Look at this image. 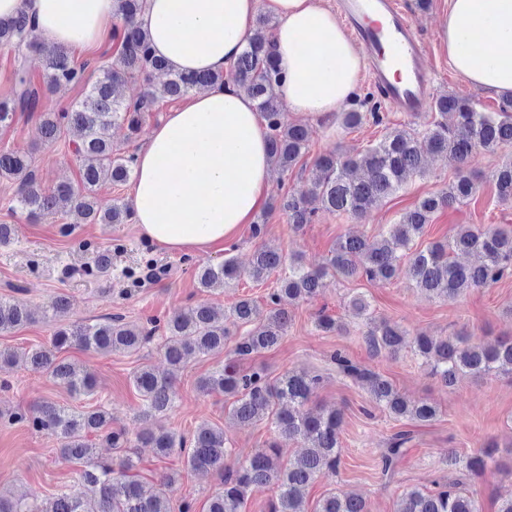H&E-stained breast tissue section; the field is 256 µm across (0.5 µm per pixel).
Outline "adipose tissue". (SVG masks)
<instances>
[{"label": "adipose tissue", "instance_id": "adipose-tissue-1", "mask_svg": "<svg viewBox=\"0 0 512 512\" xmlns=\"http://www.w3.org/2000/svg\"><path fill=\"white\" fill-rule=\"evenodd\" d=\"M50 46L86 48L112 33L113 0H0L19 8ZM279 24L275 88L287 111L325 117L351 100L363 54L319 0H266ZM256 0H146L138 17L156 56L178 72H214L241 53ZM440 37L453 69L477 87L512 96V0H450ZM270 178L266 125L235 81L168 113L134 162L133 219L167 251L208 248L261 208Z\"/></svg>", "mask_w": 512, "mask_h": 512}]
</instances>
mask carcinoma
<instances>
[{
    "mask_svg": "<svg viewBox=\"0 0 512 512\" xmlns=\"http://www.w3.org/2000/svg\"><path fill=\"white\" fill-rule=\"evenodd\" d=\"M115 15L122 25L115 28L119 44L115 62L95 66L96 80L88 82L90 63H74L64 46L47 47L38 38L35 22L24 9L12 18L0 20V45L14 50L15 85L12 97L0 101V129L12 126L17 116L35 112L41 105L43 91L63 85H85L87 91L71 108L61 112L40 113L39 131L46 142H54L66 131L77 134L75 152L84 160L80 173L82 190L61 183L50 190L36 182L33 156L29 153L0 149V178L18 181V206L36 220L47 213H72L83 224H125L132 209L125 203L114 204L100 213L92 192L103 183L122 184L131 178L133 157L112 151L109 131L125 124L136 131L143 114L155 110L162 98L171 100L190 93L224 84L228 77L256 102L268 129L269 158L272 170H292L309 148L311 131L302 124L285 121L274 87L281 75L273 59L274 26L266 16L256 19L246 46L230 72L179 73L152 54L148 35L136 25L145 0H115ZM40 53L45 58L43 73L35 77L25 67L28 54ZM155 72L167 76L158 88L149 89L135 101L121 95L120 88L128 78L150 79ZM438 118L423 135L411 128L392 127L378 143L355 157L336 153L320 155L316 160L318 175L306 187L290 192L279 208L288 215L295 230L313 222L317 201L325 212L365 217L397 193L412 176L426 172L425 155L449 154L460 168L448 188L424 197L373 240L343 237L336 241L330 256L317 268H310L296 256L289 261L288 275L279 279L278 287L269 295V308H262L251 298H241L227 311L198 302L176 309L160 322L147 328L112 316L102 322L64 324L55 332L51 347H38L27 353L32 368L46 372L58 385L75 396H90L97 383L92 374L78 369L58 356L66 346L103 353H135L154 335H160L161 350L174 370L190 358L224 351L232 343L236 361L220 365L199 381L206 393L220 392L234 398L229 416L240 423H263L275 433L277 440L245 461L231 466V456L224 429L208 422L201 423L191 439L158 428L152 420L175 407L176 395L172 377L142 366L130 381L142 397L137 420L140 422L136 442L156 449L167 458L175 453L185 455L186 466L195 470L224 471V489L209 500L207 512H242L248 491L253 487L273 485L276 500L271 512H305L306 488L315 479L336 472L341 464L340 434L344 417L339 410L312 412L309 404L322 384V377L290 371L273 380L263 367L248 371L238 363L280 344L288 331L291 315L288 306L322 295L338 280L366 279L388 283L405 276L428 297L455 300L475 288L488 287L512 277V231L489 225H462L449 240L436 241L411 252L431 215L440 208L451 207L472 196L478 177L466 170L468 158L477 150H503L512 146V103L498 112H479L468 99L444 95L434 102ZM336 117L346 128L361 125L369 117L382 122L377 112L357 110L339 112ZM498 196L512 200V158L504 161L492 174ZM475 253L479 261L461 264L454 254ZM283 264L282 256L260 247L254 251L249 268L241 271L233 258L222 262H204L198 266V287H225L246 275L256 283L266 281ZM348 307L364 322L363 341L371 357L395 356L412 345L430 373L444 386H452L462 375L484 377L497 373L512 376V336H498L492 341H474L460 332L452 336L416 335L399 324L373 316L371 305L362 293L350 297ZM35 322L34 313L22 302L0 299V333L15 331ZM336 368L344 376L361 384L371 402L396 420L429 422L437 408L425 401H413L402 394L387 378L367 367L353 363L341 353L333 356ZM28 422L34 428L61 441L59 452L79 471L84 490L62 491L49 503L29 501L22 495L0 490V512H172L169 491L175 476L164 475L159 487L147 494L137 479L138 462L122 454L130 443L129 431L112 426V416L104 409L88 411L47 402L31 414L12 413L6 423ZM100 436L109 447L120 453L116 458L100 459L93 452L89 436ZM413 435L407 430L395 432L389 446L382 450L384 473L394 470L406 452ZM297 441L305 451L280 463V442ZM492 459V451L480 449L463 458L448 450L446 464L462 466L469 476L483 477ZM316 512H368L366 502L357 496H324ZM396 512H478L472 492L463 483L435 484L433 490L414 488L406 491Z\"/></svg>",
    "mask_w": 512,
    "mask_h": 512,
    "instance_id": "cac0c4a2",
    "label": "carcinoma"
}]
</instances>
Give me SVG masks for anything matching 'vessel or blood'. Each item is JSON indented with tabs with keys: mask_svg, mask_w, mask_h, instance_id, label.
Listing matches in <instances>:
<instances>
[{
	"mask_svg": "<svg viewBox=\"0 0 512 512\" xmlns=\"http://www.w3.org/2000/svg\"><path fill=\"white\" fill-rule=\"evenodd\" d=\"M338 6L383 99L394 111L420 117L433 96L434 79L425 45L399 0H338Z\"/></svg>",
	"mask_w": 512,
	"mask_h": 512,
	"instance_id": "vessel-or-blood-1",
	"label": "vessel or blood"
}]
</instances>
